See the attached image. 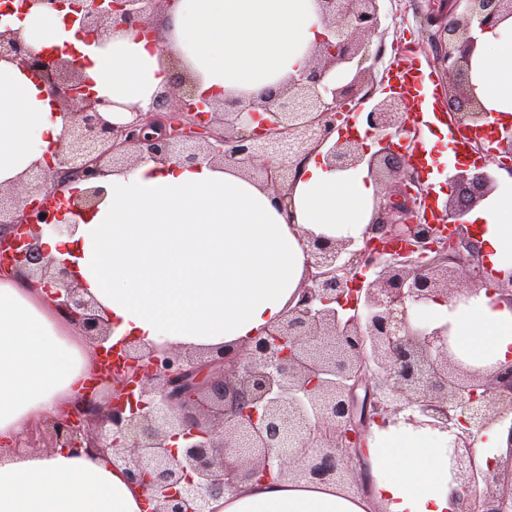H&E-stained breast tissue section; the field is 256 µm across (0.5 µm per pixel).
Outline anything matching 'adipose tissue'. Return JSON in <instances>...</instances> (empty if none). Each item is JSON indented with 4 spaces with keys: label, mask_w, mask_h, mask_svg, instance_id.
Listing matches in <instances>:
<instances>
[{
    "label": "adipose tissue",
    "mask_w": 512,
    "mask_h": 512,
    "mask_svg": "<svg viewBox=\"0 0 512 512\" xmlns=\"http://www.w3.org/2000/svg\"><path fill=\"white\" fill-rule=\"evenodd\" d=\"M316 0H179L159 43L117 29L88 47L64 12L33 8L15 20L33 52L74 46L86 79L111 99L113 118L148 107L166 84V59L182 58L200 91L257 95L287 83L323 31ZM472 65L488 122L512 119V18L476 31ZM64 133L51 98L15 64L0 61V185L41 161ZM98 208L71 236L45 238L51 257L100 304L112 343L167 342L188 350L240 346L282 321L308 276L311 237H362L378 186L367 166L330 167L311 157L291 192L292 216L267 190L222 165L143 159L115 172ZM488 264L512 272V189L465 216ZM418 322L449 325L456 357L474 368L512 359V308L483 287L460 301L431 302ZM95 346L23 279H0V442L53 420L83 388ZM448 432L399 418L372 425L354 464L368 490L333 483L246 482L207 512H450L459 489ZM108 458L61 449L0 454V512H153Z\"/></svg>",
    "instance_id": "adipose-tissue-1"
}]
</instances>
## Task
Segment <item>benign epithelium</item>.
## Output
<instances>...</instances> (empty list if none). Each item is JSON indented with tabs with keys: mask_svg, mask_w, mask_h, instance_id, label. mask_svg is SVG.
<instances>
[{
	"mask_svg": "<svg viewBox=\"0 0 512 512\" xmlns=\"http://www.w3.org/2000/svg\"><path fill=\"white\" fill-rule=\"evenodd\" d=\"M172 11L178 0H22L20 12H0V60L42 85L65 119L62 140L45 162L19 179L18 198L0 185V275L23 276L52 305L106 351L110 330L95 304L69 280V269L41 244L45 235L73 229L66 218L93 210L104 198L101 181L127 171L145 157L157 161L225 165L258 179L288 209V190L319 149L336 168L367 164L394 184L382 194L371 234L310 238L312 271L299 299L280 323L242 347L197 356L167 342L126 344L122 361L104 381L103 411L80 400L70 413L45 424L51 448L91 449L111 456L130 481L150 489L154 512H204L211 500L240 484L272 477L341 483L364 476L353 459L371 424L405 411L423 425L448 429L454 478L460 485L454 512H512V468L489 460L476 466L472 437L512 419V362L484 374L451 352L448 326L430 329L415 321V307L461 298L450 288L456 267H473L471 227L461 221L492 191L494 177L467 164L448 177L453 193L436 218L420 221L413 204L430 198L410 150L391 147L392 129L405 127V96L373 101L365 90L370 39L383 31L381 0H317L324 33L310 59L287 84L260 96H202L205 114L184 111L197 91L180 62L168 66L164 90L147 109L131 108L133 120L112 121V102L82 93L81 55L34 53L10 17L36 6L68 8V26L78 25L98 43L117 28L160 36L154 2ZM512 18V0H432L428 24L447 40L440 67L448 75V125L458 132L488 113L472 82V27L493 29ZM379 58V55L372 56ZM355 70L347 83L327 84L333 71ZM361 112L379 149L340 133L343 112ZM494 163L512 166V125L493 126ZM450 224L452 233L442 231ZM373 278L366 280V273ZM183 439V447L168 444Z\"/></svg>",
	"mask_w": 512,
	"mask_h": 512,
	"instance_id": "benign-epithelium-1",
	"label": "benign epithelium"
}]
</instances>
